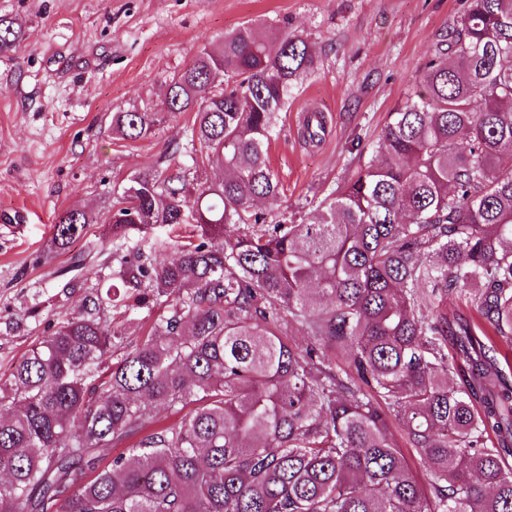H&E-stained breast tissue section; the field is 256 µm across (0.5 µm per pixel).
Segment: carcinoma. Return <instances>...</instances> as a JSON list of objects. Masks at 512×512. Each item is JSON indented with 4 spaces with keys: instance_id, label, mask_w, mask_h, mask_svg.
Segmentation results:
<instances>
[{
    "instance_id": "1",
    "label": "carcinoma",
    "mask_w": 512,
    "mask_h": 512,
    "mask_svg": "<svg viewBox=\"0 0 512 512\" xmlns=\"http://www.w3.org/2000/svg\"><path fill=\"white\" fill-rule=\"evenodd\" d=\"M21 38L0 19V55ZM315 64L246 23L172 78L192 166L113 193L112 284L0 383V512H512V0H467L371 159L316 220L269 222L276 115ZM93 222L60 213L51 249ZM180 224L197 240L170 259L153 230ZM162 304L136 344L112 316ZM133 436L135 463L107 459Z\"/></svg>"
}]
</instances>
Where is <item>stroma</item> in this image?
<instances>
[{"label": "stroma", "instance_id": "35a3bbf8", "mask_svg": "<svg viewBox=\"0 0 512 512\" xmlns=\"http://www.w3.org/2000/svg\"><path fill=\"white\" fill-rule=\"evenodd\" d=\"M466 0H0L25 38L0 55V381L32 344L73 316L86 290L110 280L112 193L137 171L187 166L174 153L193 115L163 111L168 84L209 43L243 23L288 31L316 56L277 117L267 161L284 191L256 209L314 219L337 183L367 162L388 114L415 88L441 33ZM157 113L148 137L112 132V115ZM317 112L326 132L301 136ZM68 208L95 219L69 250H50ZM85 257L83 287L61 276Z\"/></svg>", "mask_w": 512, "mask_h": 512}]
</instances>
